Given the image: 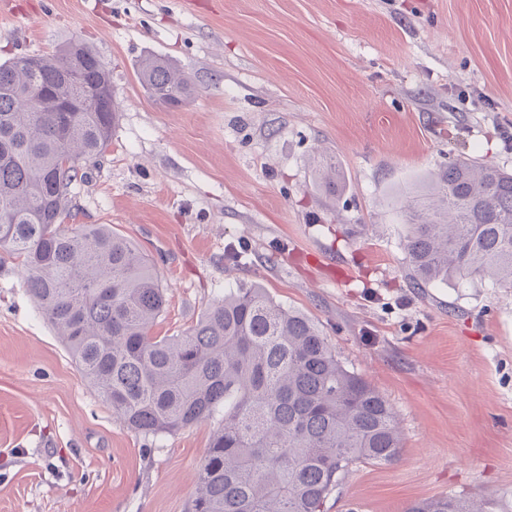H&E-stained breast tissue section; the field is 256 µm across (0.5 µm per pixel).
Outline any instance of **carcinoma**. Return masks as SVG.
<instances>
[{"label": "carcinoma", "instance_id": "cac0c4a2", "mask_svg": "<svg viewBox=\"0 0 512 512\" xmlns=\"http://www.w3.org/2000/svg\"><path fill=\"white\" fill-rule=\"evenodd\" d=\"M83 84L104 88L98 53L68 42L52 54L0 63V249L20 260L38 304L97 394L128 429L173 433L224 409L196 476L193 512H324L359 464L400 458L401 432L386 398L347 368L304 313L264 289L229 288L183 336L150 334L164 311L154 267L108 224L65 225L86 166L112 140L115 102L56 111L72 95L71 57ZM138 78L154 100L185 105L192 78L147 56ZM43 90L39 99L29 89ZM413 283L479 276L512 287V173L453 161L403 203ZM106 285L112 295L99 294ZM486 512L444 495L407 512Z\"/></svg>", "mask_w": 512, "mask_h": 512}]
</instances>
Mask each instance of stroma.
I'll list each match as a JSON object with an SVG mask.
<instances>
[{"label": "stroma", "instance_id": "35a3bbf8", "mask_svg": "<svg viewBox=\"0 0 512 512\" xmlns=\"http://www.w3.org/2000/svg\"><path fill=\"white\" fill-rule=\"evenodd\" d=\"M72 40L111 70L119 112L69 223L152 260V335L258 285L399 418V460L353 467L325 512L451 493L512 512V288L413 287L397 206L460 158L512 172V0H0V62ZM149 55L192 76L189 104L149 96ZM216 426H123L0 251V512H192Z\"/></svg>", "mask_w": 512, "mask_h": 512}]
</instances>
